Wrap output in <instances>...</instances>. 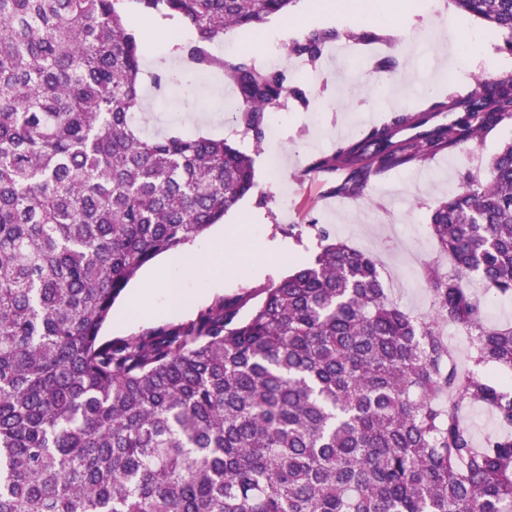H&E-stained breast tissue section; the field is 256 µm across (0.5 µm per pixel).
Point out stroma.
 Here are the masks:
<instances>
[{
    "label": "stroma",
    "mask_w": 512,
    "mask_h": 512,
    "mask_svg": "<svg viewBox=\"0 0 512 512\" xmlns=\"http://www.w3.org/2000/svg\"><path fill=\"white\" fill-rule=\"evenodd\" d=\"M362 2V7L347 9L336 0H298L288 15L271 17L256 29L234 28L225 33L222 43L232 46L234 56L258 57L271 34L285 47L313 30H333L342 37L368 31L377 40L389 41V54L399 61L395 72H378L342 84L322 59L299 69L286 67L289 86L300 89L302 95L287 96L272 109L262 145L237 134L232 114L224 110L225 100L235 98L236 92L222 72L193 74L182 86L168 78L143 77L149 130L193 135L196 113H207L210 135L232 138L242 151L253 155L258 186L223 223L190 245L193 252L210 254L214 242L231 240V263L200 278L175 274L185 300L177 313L165 296L154 291L142 303L133 304L132 296L144 281L143 275H136L113 308L117 318L106 328V336H134L159 324L187 322L221 298L259 300L261 288L282 280L295 264L314 258L317 239L307 227L312 219L350 246L376 254L390 296L412 315L429 314V295L420 271L423 264H437L441 258L432 237L421 236L420 231L426 228L438 199L454 193L466 177L486 174L500 146L512 141V124L424 163L393 169L373 180L360 197L336 193L342 172L312 173L308 167L332 153L337 142L361 139L392 113L417 112L448 96H465L472 76L483 73L484 57L498 59L502 75L512 76V55L498 51V38L489 32L479 55L463 51L464 31L480 29L481 24L465 17L460 27L449 26V18L457 15L450 0H434L431 8L427 0ZM123 10L128 25L149 28L150 37L141 41L145 54L160 51L161 35L170 32H180L185 43L193 39L180 21L146 13L136 0H125ZM425 33L433 36L427 56L408 54L403 48L406 40ZM274 151L281 156L288 181L284 197L272 185L266 163ZM243 264L249 268L245 276L239 273Z\"/></svg>",
    "instance_id": "stroma-1"
}]
</instances>
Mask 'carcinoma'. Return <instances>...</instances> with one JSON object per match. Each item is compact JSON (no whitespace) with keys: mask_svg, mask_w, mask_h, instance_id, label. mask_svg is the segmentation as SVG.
<instances>
[{"mask_svg":"<svg viewBox=\"0 0 512 512\" xmlns=\"http://www.w3.org/2000/svg\"><path fill=\"white\" fill-rule=\"evenodd\" d=\"M122 0H0V512H512V325L468 286L512 299V142L484 178L436 204L430 233L454 270L422 267L432 315L403 310L376 256L316 223L315 258L249 304L102 335L156 256L201 237L257 187L224 138L150 136L143 50ZM194 35L173 52L236 87L256 144L288 96L283 72L209 46L296 0H138ZM512 54V0H451ZM334 31L288 54L314 62ZM456 114L433 123L435 114ZM341 143L310 170L337 192L512 123V76ZM247 314H241L243 307ZM471 342L453 359L441 326ZM498 431L475 440L464 414ZM467 421L472 427L476 441L480 444L484 437L496 429L495 420L490 412L483 407H474L467 413Z\"/></svg>","mask_w":512,"mask_h":512,"instance_id":"carcinoma-1","label":"carcinoma"}]
</instances>
